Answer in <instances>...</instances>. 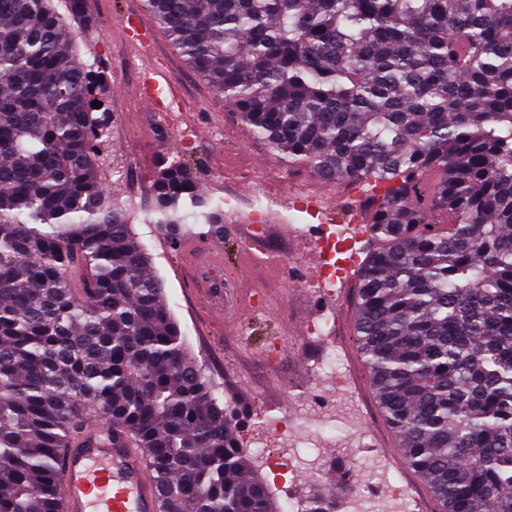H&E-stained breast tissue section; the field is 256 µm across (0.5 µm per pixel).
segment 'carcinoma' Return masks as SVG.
I'll list each match as a JSON object with an SVG mask.
<instances>
[{"label": "carcinoma", "instance_id": "carcinoma-1", "mask_svg": "<svg viewBox=\"0 0 512 512\" xmlns=\"http://www.w3.org/2000/svg\"><path fill=\"white\" fill-rule=\"evenodd\" d=\"M143 7L288 165L376 181L355 339L381 415L437 512H512V0ZM99 91L53 0H0V512H61L92 417L144 455L160 512H284L101 183ZM154 191L171 244L224 233L181 159Z\"/></svg>", "mask_w": 512, "mask_h": 512}]
</instances>
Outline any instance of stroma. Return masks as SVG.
Returning <instances> with one entry per match:
<instances>
[{
    "instance_id": "1",
    "label": "stroma",
    "mask_w": 512,
    "mask_h": 512,
    "mask_svg": "<svg viewBox=\"0 0 512 512\" xmlns=\"http://www.w3.org/2000/svg\"><path fill=\"white\" fill-rule=\"evenodd\" d=\"M83 18L71 20L77 32L76 44L83 59L96 60L101 90L98 97L105 111L112 136L102 146L108 161L102 177L114 195L128 205L130 228L150 257L152 273L162 282L166 303L177 320L189 351L197 357L203 376L217 391L228 411L234 412L240 426L254 424L261 414L302 413L292 392L321 384L322 394L334 396L331 383L319 380L328 356H335L353 374L347 398L355 417L353 426L365 427L368 436L356 453L343 454L341 448L313 449L311 442L300 441L303 455L319 454L333 465L350 470L358 490L383 495L371 471V463L389 469L421 504L420 512H436L437 502L424 480L402 462L398 440L383 421L370 384L363 358L354 336L356 293L348 291L345 301L325 298L314 291L283 281L277 269L246 262L247 253H274L299 258L296 228L311 223L303 211L287 212L281 224L269 225L263 239L252 240L246 225L225 219L221 236L199 239L200 249L219 248L224 254L221 274L242 278L253 288L264 290L270 307L255 314L224 303L222 317H214L203 306L195 305L188 285L193 271L185 265L182 253L173 250L167 236L146 221L154 205L151 183L160 157L182 153L192 147L189 156L197 181L213 198L223 200L226 210L252 204L253 194H236L215 171L218 158H243L249 166L283 174L289 186L315 181L313 172L286 165L271 146L255 137L247 125L224 102V97L190 69L172 49L161 27H154L157 54L154 62L182 91V103L190 120L180 130L161 134L156 115L134 95L138 67L129 66L130 56L117 35L114 19L142 0H85ZM223 131V143L214 140L215 131ZM335 311L341 332L334 343L309 336L305 321L321 311ZM281 339L283 350L275 368H267L261 353L268 342Z\"/></svg>"
}]
</instances>
